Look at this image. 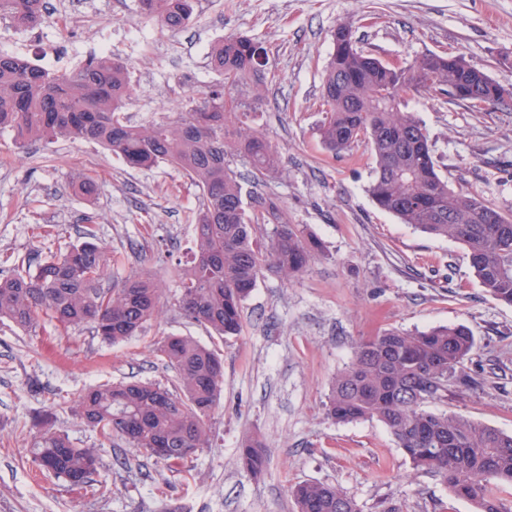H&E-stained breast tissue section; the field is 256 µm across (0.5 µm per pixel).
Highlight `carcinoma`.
<instances>
[{"instance_id": "cac0c4a2", "label": "carcinoma", "mask_w": 512, "mask_h": 512, "mask_svg": "<svg viewBox=\"0 0 512 512\" xmlns=\"http://www.w3.org/2000/svg\"><path fill=\"white\" fill-rule=\"evenodd\" d=\"M140 10L176 32L190 23L192 0H139ZM44 0H0V15L20 28L42 18ZM322 90L325 118L319 128L333 152L364 142L375 158L367 192L381 210L421 231L459 241L480 285L495 300L512 306V212L484 197L456 192L440 175L428 136L401 102L421 90L452 93L463 88L494 108L505 102L489 77L473 83L468 63L458 56L429 54L406 65H386L363 53L354 37L333 42ZM262 48L244 35L229 34L210 51L220 77L210 91L183 112L144 124L126 119L131 97L127 69L109 56L92 57L65 72L0 54V131L13 134L19 149L60 139L84 140L112 150L126 165H168L202 192L194 216L190 260L170 269L185 318L218 337L241 333L242 307L268 271L293 277L306 271L316 241H307L286 217L266 227L265 215L282 212L271 198L246 201L236 160L252 181L275 174L277 151L252 126L250 104L243 110L227 100L260 72ZM112 250L92 229L63 254H51L0 272V320L29 330L44 318L64 330L89 325L106 342L119 343L145 328L159 309L161 288L148 272L119 288L104 280ZM475 346L463 326L424 331L384 330L359 343L354 361L334 380L327 415L338 423L376 419L383 423L413 465L442 479L476 512H512L489 493L492 485L512 486V435L457 414L435 412L428 403L448 399V381L476 383L462 372ZM157 353L171 369V383L121 381L78 396L81 418L107 438L133 448H170L168 464L209 447L211 415L224 382L219 351L188 336H169ZM40 464L66 481L95 474V448H80L47 431L36 441ZM239 459L251 475L267 467L264 444L246 440ZM296 512H358L354 501L334 486L298 483L291 487Z\"/></svg>"}]
</instances>
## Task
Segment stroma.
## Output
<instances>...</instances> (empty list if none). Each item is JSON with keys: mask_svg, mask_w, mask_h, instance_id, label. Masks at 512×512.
Here are the masks:
<instances>
[{"mask_svg": "<svg viewBox=\"0 0 512 512\" xmlns=\"http://www.w3.org/2000/svg\"><path fill=\"white\" fill-rule=\"evenodd\" d=\"M341 24L382 62L456 55L512 91V0H197L193 21L174 34L142 15L138 0H45L32 30L0 16V54L58 71L101 53L123 61L133 124L204 97L218 80L212 43L231 33L254 38L265 66L253 118L281 165L247 189L277 199L289 223L323 246L305 273H265L245 300L242 333L219 344L224 391L211 445L171 470L100 436L77 414L76 399L108 382H166L155 345L167 336L210 343L203 325L180 314L162 261L190 246L201 191L171 167L132 169L93 143L21 151L0 133V268L66 250L89 217L112 251L107 285L149 271L164 288L145 331L115 345L87 326L66 332L44 320L23 331L0 321V512H295L289 489L303 481L336 486L359 512H475L437 476L415 469L380 422L337 423L326 414L331 382L362 337L460 324L475 338L464 369L477 383L449 385L439 408L512 435V306L484 291L463 245L376 207L366 144L335 155L320 139L331 35ZM404 104L452 189L512 211V100L477 110L422 91ZM79 174L93 178L92 195L74 190ZM47 428L97 449L95 482L76 488L41 471L34 443ZM250 437L266 445L268 467L258 478L238 461Z\"/></svg>", "mask_w": 512, "mask_h": 512, "instance_id": "1", "label": "stroma"}]
</instances>
